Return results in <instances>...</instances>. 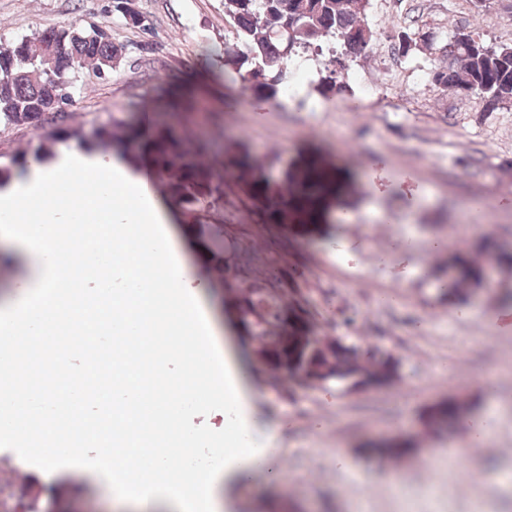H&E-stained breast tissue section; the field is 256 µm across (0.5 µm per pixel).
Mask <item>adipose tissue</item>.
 Returning <instances> with one entry per match:
<instances>
[{
	"label": "adipose tissue",
	"mask_w": 512,
	"mask_h": 512,
	"mask_svg": "<svg viewBox=\"0 0 512 512\" xmlns=\"http://www.w3.org/2000/svg\"><path fill=\"white\" fill-rule=\"evenodd\" d=\"M50 201L41 212L46 224H61L68 218L94 223L99 237L110 239V249L97 253L103 260L121 267L129 283L122 293L100 291L96 313L102 325L115 336L155 335V321L135 320L134 311L158 312L170 300L164 289L138 282L137 255L146 248L161 260L168 259L172 243L166 229L168 219L156 201L150 182L142 175L127 170L120 163L76 148L63 150L51 166L33 165L28 178L0 194V223L5 238L31 261L36 275L22 296L0 305V366L11 365L15 338L49 335L51 327L67 322L71 302L70 289L61 285L56 253L58 242L42 231L30 227L33 200ZM218 389L239 406L230 425L228 446L224 451L225 469L239 478H247L255 464H270L268 449L252 447L245 436L249 416L244 410L246 393L231 360L226 359L219 344L210 345L199 363ZM114 382L124 386L127 401L117 402L112 410V427H98L89 437L100 446L111 447L112 456L124 458L146 446L145 437L127 439L130 431L128 414L132 406H145L142 393L144 374L121 354L112 356ZM140 486L120 488L119 494L129 501L135 512H159L164 502H173L178 512H217L212 495L213 478L202 482L201 495H188L171 486L156 467L144 468Z\"/></svg>",
	"instance_id": "adipose-tissue-1"
}]
</instances>
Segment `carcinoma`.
I'll use <instances>...</instances> for the list:
<instances>
[{
    "instance_id": "obj_1",
    "label": "carcinoma",
    "mask_w": 512,
    "mask_h": 512,
    "mask_svg": "<svg viewBox=\"0 0 512 512\" xmlns=\"http://www.w3.org/2000/svg\"><path fill=\"white\" fill-rule=\"evenodd\" d=\"M130 0H109L103 12L119 13L125 23L151 33L136 20ZM370 0H224V14L232 21L236 45L225 50L224 66L242 81L248 96L277 101L287 68L300 50L329 54V74L323 77V94L340 93L345 85L339 74L352 58L365 53L374 33L367 22ZM414 34L400 30L392 49L401 56L417 50ZM440 65L431 83L475 96L490 108L512 104V44H496L465 28L453 33L439 49ZM125 58V48L112 42L99 26L71 24L48 29L0 46V128L27 126L39 131L49 124L35 160L52 162L58 143L73 142L89 153L107 155L136 151L145 160L153 180L181 211L184 225L194 232L201 273L210 276L217 267L224 280V305L236 312L234 327L253 360L266 371L286 376L305 386L343 383L350 390L390 387L399 379V360L371 345L349 343L341 336L316 333L300 294L296 269L283 262L274 249L259 246L260 231L288 223L294 213L316 220L322 200L338 185L312 166L291 190L275 191L267 181L248 179L255 159L248 153L209 163L210 150L182 123L181 112H153L139 124L123 118L97 127L92 136L81 127L62 125L64 106L74 103L79 71L90 68L110 79ZM24 154L0 166V189L27 168ZM238 176L245 205L254 211V224L224 222V174ZM491 238L479 234L472 252L448 248V276L440 290L450 303H463L488 292L485 275ZM469 405L450 398L427 407L424 423L438 430L465 422ZM371 449L398 461L411 443L401 438H381Z\"/></svg>"
}]
</instances>
